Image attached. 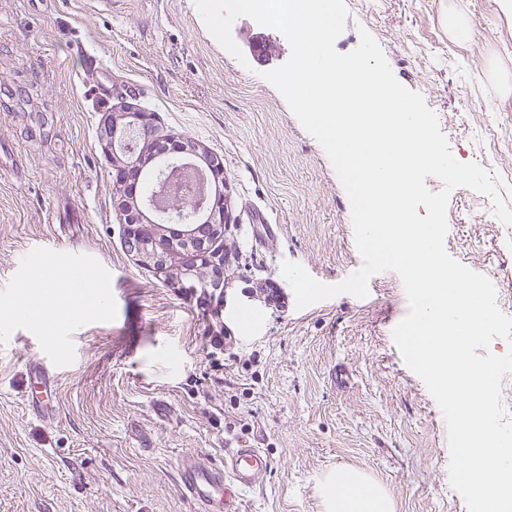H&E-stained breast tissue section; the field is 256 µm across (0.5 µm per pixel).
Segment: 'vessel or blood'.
<instances>
[{
    "label": "vessel or blood",
    "instance_id": "vessel-or-blood-1",
    "mask_svg": "<svg viewBox=\"0 0 512 512\" xmlns=\"http://www.w3.org/2000/svg\"><path fill=\"white\" fill-rule=\"evenodd\" d=\"M32 375L40 384L28 396L33 413L45 414L51 389L41 365H33ZM270 468L266 453L240 442L229 447L223 466H216L204 455L189 453L178 466L179 486L198 512H242L241 494L252 488Z\"/></svg>",
    "mask_w": 512,
    "mask_h": 512
}]
</instances>
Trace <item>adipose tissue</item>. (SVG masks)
Instances as JSON below:
<instances>
[{
	"mask_svg": "<svg viewBox=\"0 0 512 512\" xmlns=\"http://www.w3.org/2000/svg\"><path fill=\"white\" fill-rule=\"evenodd\" d=\"M93 281L87 272L41 281L35 289L27 291L22 301L1 303L0 313L36 320L45 333H53L57 322L67 319L76 309L74 290L91 287ZM321 490L327 512H393L385 492L358 470L331 472Z\"/></svg>",
	"mask_w": 512,
	"mask_h": 512,
	"instance_id": "obj_1",
	"label": "adipose tissue"
}]
</instances>
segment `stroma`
I'll list each match as a JSON object with an SVG mask.
<instances>
[{
  "label": "stroma",
  "mask_w": 512,
  "mask_h": 512,
  "mask_svg": "<svg viewBox=\"0 0 512 512\" xmlns=\"http://www.w3.org/2000/svg\"><path fill=\"white\" fill-rule=\"evenodd\" d=\"M346 53L360 29L400 83L436 114L450 151L472 160L489 131L497 169L512 172V15L498 0H346ZM465 13L455 41L448 10ZM239 47L273 42L240 64L207 30L194 0H0V302L50 269L89 271L87 308L54 338L27 318H0V512H192L177 462L226 443L263 448L270 470L243 512H324L327 474L356 469L394 512H468L449 480L444 415L405 364L392 332L408 303L384 272L359 299L297 308L281 273L300 263L318 281L358 270L348 196L319 142L264 72L291 57L276 29L241 17ZM95 55L99 68L86 63ZM152 113L174 140L220 156L230 199L220 316L197 311L179 284L186 262H139L112 207L103 113ZM278 225L266 237L264 223ZM445 249L512 301V244L489 195L453 189ZM255 316L249 327L235 317ZM230 342L211 368L206 338ZM56 377L53 419L26 406L28 368ZM344 370L336 383L332 373Z\"/></svg>",
  "instance_id": "35a3bbf8"
}]
</instances>
